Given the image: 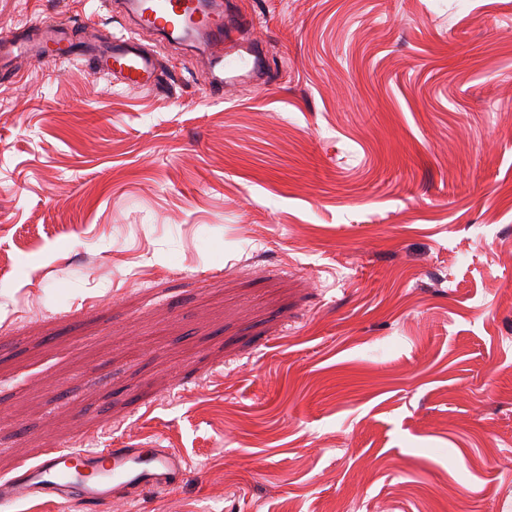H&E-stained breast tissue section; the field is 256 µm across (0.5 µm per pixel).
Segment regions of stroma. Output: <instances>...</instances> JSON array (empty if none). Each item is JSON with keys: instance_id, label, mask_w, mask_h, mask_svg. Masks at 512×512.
Returning a JSON list of instances; mask_svg holds the SVG:
<instances>
[{"instance_id": "35a3bbf8", "label": "stroma", "mask_w": 512, "mask_h": 512, "mask_svg": "<svg viewBox=\"0 0 512 512\" xmlns=\"http://www.w3.org/2000/svg\"><path fill=\"white\" fill-rule=\"evenodd\" d=\"M239 5L224 96L149 31L155 90L0 75V479L156 446L182 482L99 512H512V0Z\"/></svg>"}]
</instances>
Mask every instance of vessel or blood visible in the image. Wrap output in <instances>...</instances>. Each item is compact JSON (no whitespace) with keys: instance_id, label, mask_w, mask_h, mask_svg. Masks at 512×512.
<instances>
[{"instance_id":"b4317fda","label":"vessel or blood","mask_w":512,"mask_h":512,"mask_svg":"<svg viewBox=\"0 0 512 512\" xmlns=\"http://www.w3.org/2000/svg\"><path fill=\"white\" fill-rule=\"evenodd\" d=\"M138 26L161 32L175 30L190 38H206L209 65L216 71V89L224 87V72L249 66L243 53L227 50L237 33L236 21L222 12L202 7L200 0H138ZM83 48H76L68 27L42 19L21 30L0 35V60L10 62L27 56L43 63L78 60L97 74L129 90L152 89L158 80L154 53L140 46L135 35L100 39L95 25L83 29ZM185 474V461L168 448H104L75 445L49 451L33 464L22 465L13 477L0 480V506L31 495H47L64 503L90 507L112 503L144 490H168Z\"/></svg>"}]
</instances>
